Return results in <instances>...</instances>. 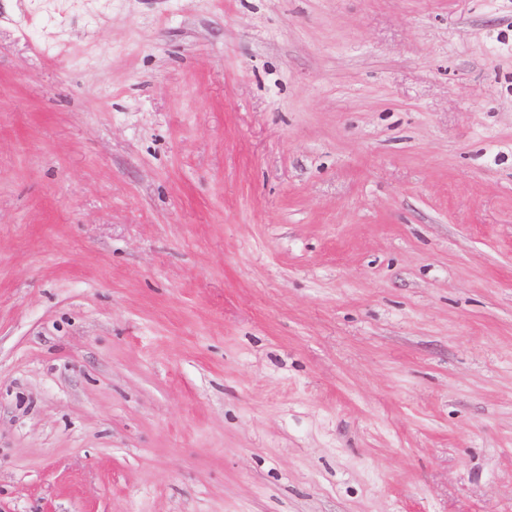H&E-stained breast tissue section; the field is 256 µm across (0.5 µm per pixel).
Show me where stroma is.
I'll use <instances>...</instances> for the list:
<instances>
[{
  "label": "stroma",
  "mask_w": 512,
  "mask_h": 512,
  "mask_svg": "<svg viewBox=\"0 0 512 512\" xmlns=\"http://www.w3.org/2000/svg\"><path fill=\"white\" fill-rule=\"evenodd\" d=\"M0 512H512V0H0Z\"/></svg>",
  "instance_id": "1"
}]
</instances>
